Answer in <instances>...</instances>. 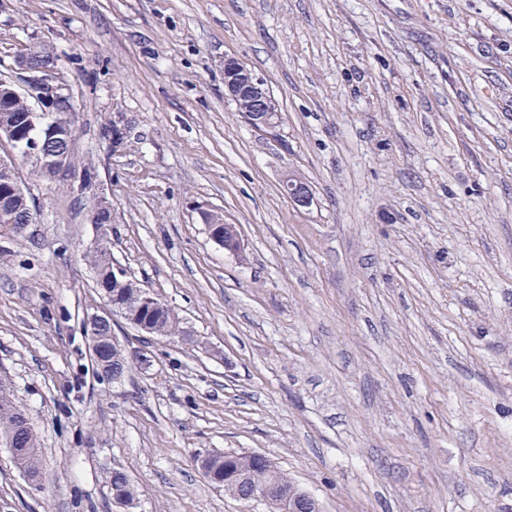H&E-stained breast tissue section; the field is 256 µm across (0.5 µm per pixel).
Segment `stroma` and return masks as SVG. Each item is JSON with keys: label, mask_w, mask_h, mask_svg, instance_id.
<instances>
[{"label": "stroma", "mask_w": 512, "mask_h": 512, "mask_svg": "<svg viewBox=\"0 0 512 512\" xmlns=\"http://www.w3.org/2000/svg\"><path fill=\"white\" fill-rule=\"evenodd\" d=\"M33 42L114 262L218 354L118 319L152 363L99 381L91 202L0 145L39 206L0 228V379L44 473L32 491L0 447L6 512H120L115 469L132 512H268L203 478L224 450L266 453L319 512H512V0H0V73ZM228 55L277 99L276 136L225 98ZM98 178L96 176L87 178L79 177L78 187L80 191L92 200L90 214L91 224H112V210L106 198L98 193ZM197 213L203 224H206V229L210 240L232 254H238L242 248V239L239 227L236 224H230L224 219V226H208L215 222L214 210L206 206H199L196 208Z\"/></svg>", "instance_id": "obj_1"}]
</instances>
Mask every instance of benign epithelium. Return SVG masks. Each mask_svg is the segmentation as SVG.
<instances>
[{
    "label": "benign epithelium",
    "mask_w": 512,
    "mask_h": 512,
    "mask_svg": "<svg viewBox=\"0 0 512 512\" xmlns=\"http://www.w3.org/2000/svg\"><path fill=\"white\" fill-rule=\"evenodd\" d=\"M224 95L234 102L245 101L242 111L245 122L253 129L270 134L279 123V104L264 80L255 74L242 60L234 56L224 57ZM35 100L39 108H34L30 100ZM23 104L29 112L28 123L34 124L36 111L42 112H73V99L66 91L55 67V54L47 44L32 46L20 55L11 67L8 78L0 79V111H14L18 104ZM128 124L124 117L114 120L112 127V151H117L124 143ZM65 135L56 129H48L44 136L31 138L25 145L26 156L44 168L46 182L56 184L71 174L70 157L64 153L49 154L45 151V143L52 139H63ZM0 172L4 180L9 182L13 194L26 197L21 185L7 161L0 158ZM98 178L79 177L80 191L92 200L90 223H112V210L106 198L98 193ZM284 194L298 207H306L311 202L308 186L299 180L288 179L283 182ZM202 223L207 225L210 240L225 251L237 254L242 248L239 227L224 222L214 225V210L199 206L196 208ZM224 471L213 469L203 472L206 480L215 488H222L232 482L239 481L244 464L264 465L268 456L259 452H224ZM248 499L273 501L285 507L287 512H318L316 502L303 494L297 487L284 486L275 481L255 490Z\"/></svg>",
    "instance_id": "1"
}]
</instances>
